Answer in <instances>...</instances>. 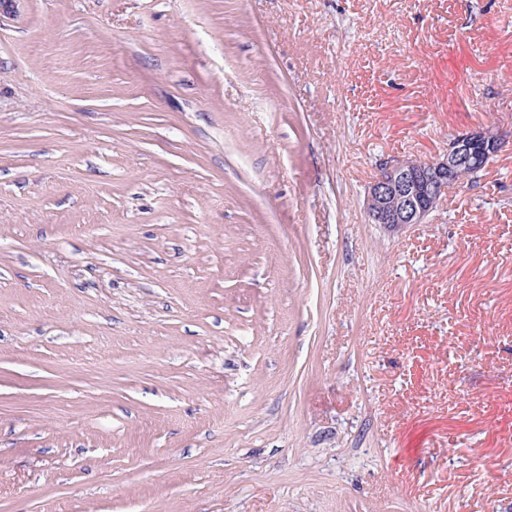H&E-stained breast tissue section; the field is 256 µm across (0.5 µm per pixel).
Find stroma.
<instances>
[{
	"mask_svg": "<svg viewBox=\"0 0 512 512\" xmlns=\"http://www.w3.org/2000/svg\"><path fill=\"white\" fill-rule=\"evenodd\" d=\"M0 512H512V0L0 16ZM500 144L491 129L476 130L455 135L448 148L433 158L383 161L366 191L368 217L385 226L427 224L448 190L474 183L469 170L461 168L483 173Z\"/></svg>",
	"mask_w": 512,
	"mask_h": 512,
	"instance_id": "1",
	"label": "stroma"
}]
</instances>
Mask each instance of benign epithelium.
I'll use <instances>...</instances> for the list:
<instances>
[{
	"label": "benign epithelium",
	"mask_w": 512,
	"mask_h": 512,
	"mask_svg": "<svg viewBox=\"0 0 512 512\" xmlns=\"http://www.w3.org/2000/svg\"><path fill=\"white\" fill-rule=\"evenodd\" d=\"M500 147L490 129L458 134L448 148L433 158L408 157L379 164L365 197L366 212L374 224L410 226L426 224L443 195L448 180L461 168L484 172Z\"/></svg>",
	"instance_id": "1"
}]
</instances>
